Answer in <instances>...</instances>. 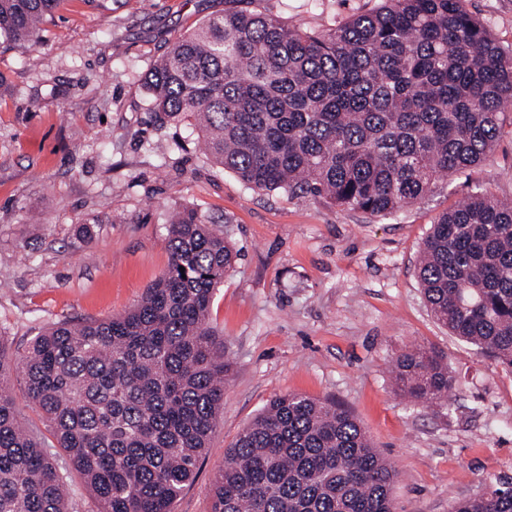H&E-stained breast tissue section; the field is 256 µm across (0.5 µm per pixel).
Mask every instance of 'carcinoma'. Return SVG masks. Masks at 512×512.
I'll return each instance as SVG.
<instances>
[{"label":"carcinoma","instance_id":"1","mask_svg":"<svg viewBox=\"0 0 512 512\" xmlns=\"http://www.w3.org/2000/svg\"><path fill=\"white\" fill-rule=\"evenodd\" d=\"M235 6L178 39L148 76L161 123L192 116L208 155L254 191L325 196L390 215L488 159L512 105V51L461 0H384L324 33ZM61 0H0V44L26 47ZM170 261L131 309L59 322L23 355L0 339V512H70L67 476L17 421L3 382L29 399L97 512H173L195 478L230 371L208 318L236 258L193 209L168 227ZM417 277L452 335L512 370V203L486 191L439 215ZM400 392L444 406L445 358L415 347ZM396 471L340 404L282 394L224 452L211 512H394ZM454 512H512L500 479Z\"/></svg>","mask_w":512,"mask_h":512}]
</instances>
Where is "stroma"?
Wrapping results in <instances>:
<instances>
[{
	"mask_svg": "<svg viewBox=\"0 0 512 512\" xmlns=\"http://www.w3.org/2000/svg\"><path fill=\"white\" fill-rule=\"evenodd\" d=\"M382 0H263L318 33ZM512 49V0H464ZM228 0H63L25 51L0 47V336L13 348L60 321L124 313L166 270V226L196 210L237 252L209 322L231 364L209 453L175 512H210L224 450L276 396L345 406L394 467L397 512H451L512 477V371L431 315L417 259L436 218L477 189L512 199V119L490 158L439 180L394 214L349 211L311 195L256 192L203 150L193 119L158 125L144 79ZM443 353L447 408L397 391L393 361L414 346ZM18 419L64 451L28 399Z\"/></svg>",
	"mask_w": 512,
	"mask_h": 512,
	"instance_id": "stroma-1",
	"label": "stroma"
}]
</instances>
